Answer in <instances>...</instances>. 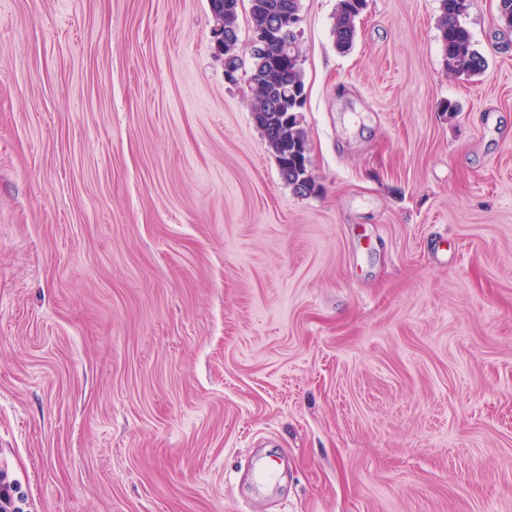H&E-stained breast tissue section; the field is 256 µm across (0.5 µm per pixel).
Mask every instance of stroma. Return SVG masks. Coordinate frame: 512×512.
<instances>
[{"instance_id": "1", "label": "stroma", "mask_w": 512, "mask_h": 512, "mask_svg": "<svg viewBox=\"0 0 512 512\" xmlns=\"http://www.w3.org/2000/svg\"><path fill=\"white\" fill-rule=\"evenodd\" d=\"M301 0L315 191L209 0H0V470L20 512H512V30ZM456 103V117L442 107ZM275 478L258 480L263 462ZM226 2V0H223ZM232 4V8L229 12L224 13L222 16V23L217 25L214 29V37L216 48L221 51L224 42V64L233 63L240 60L238 55V41H239V25H238V4L239 0H229ZM229 2H226L225 6H229ZM224 28V29H223ZM224 34L227 36V40L224 41ZM367 6V0H339L332 34L338 51H349L356 36V21ZM470 0H440L438 29L448 72L454 76H475L487 65L484 55L475 47L472 35L464 25Z\"/></svg>"}]
</instances>
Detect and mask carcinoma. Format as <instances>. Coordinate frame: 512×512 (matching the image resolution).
<instances>
[{
    "label": "carcinoma",
    "instance_id": "carcinoma-1",
    "mask_svg": "<svg viewBox=\"0 0 512 512\" xmlns=\"http://www.w3.org/2000/svg\"><path fill=\"white\" fill-rule=\"evenodd\" d=\"M230 11L224 13V62L235 63L238 55L239 0H229ZM441 14L438 29L448 73L454 76H475L487 65L484 55L475 47L472 35L464 25L469 0H440ZM367 6V0H339L334 16L332 34L336 49L342 53L350 50L356 36V21ZM300 13V0H250V22L252 33L275 31L285 15ZM249 84L254 95L256 122L265 140L275 155L281 175L295 193L303 196L310 192L311 179L305 165V134L299 128L292 106H272V98L279 88L305 90L302 63L297 49L285 48L276 41L261 57H252ZM288 123H283V118Z\"/></svg>",
    "mask_w": 512,
    "mask_h": 512
}]
</instances>
